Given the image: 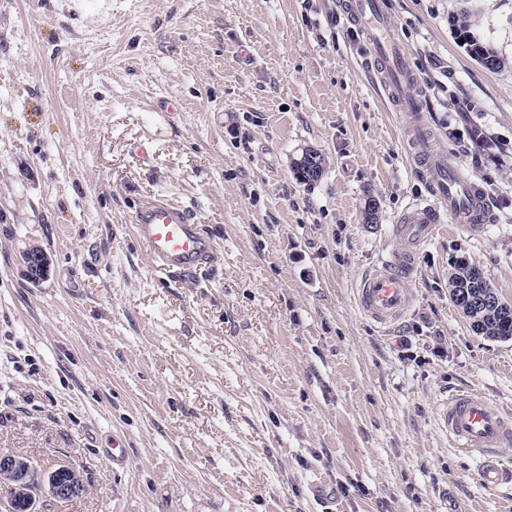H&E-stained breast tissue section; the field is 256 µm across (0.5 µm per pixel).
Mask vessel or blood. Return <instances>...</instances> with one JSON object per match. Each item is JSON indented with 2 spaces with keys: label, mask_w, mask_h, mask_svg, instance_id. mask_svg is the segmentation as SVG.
I'll use <instances>...</instances> for the list:
<instances>
[{
  "label": "vessel or blood",
  "mask_w": 512,
  "mask_h": 512,
  "mask_svg": "<svg viewBox=\"0 0 512 512\" xmlns=\"http://www.w3.org/2000/svg\"><path fill=\"white\" fill-rule=\"evenodd\" d=\"M341 6L365 33L369 62L408 120L415 167L436 172L430 197L414 201L399 215L392 226V248L357 283L356 302L363 317L377 326L391 327L407 314L417 256L443 217H452L467 231L480 232L489 221L490 201L477 181L461 178L444 158L433 154L421 100L411 92L417 77L383 0H341ZM130 232L150 257L154 271L165 276L194 273L214 251L213 239L196 224L191 212L162 199L137 206ZM438 420L457 455L479 460L478 477L485 487L512 483V469L500 462L503 449L512 446L511 414L470 390L448 397Z\"/></svg>",
  "instance_id": "vessel-or-blood-1"
}]
</instances>
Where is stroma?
<instances>
[{"instance_id": "35a3bbf8", "label": "stroma", "mask_w": 512, "mask_h": 512, "mask_svg": "<svg viewBox=\"0 0 512 512\" xmlns=\"http://www.w3.org/2000/svg\"><path fill=\"white\" fill-rule=\"evenodd\" d=\"M387 8L434 153L484 186L494 220L423 244L385 330L355 285L431 176L338 0H99L77 17L0 0V451L86 486L40 512H512L437 420L469 389L512 413V341L474 335L448 288L463 257L512 304V161L488 159L512 154V0ZM454 17L504 67L476 61ZM307 149L326 160L310 184L291 169ZM154 196L213 237L195 275L156 274L124 233ZM317 476L341 494L316 502Z\"/></svg>"}]
</instances>
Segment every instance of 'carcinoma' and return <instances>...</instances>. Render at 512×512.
Returning <instances> with one entry per match:
<instances>
[{"mask_svg": "<svg viewBox=\"0 0 512 512\" xmlns=\"http://www.w3.org/2000/svg\"><path fill=\"white\" fill-rule=\"evenodd\" d=\"M463 39L468 43L474 58L489 69H497L505 64L495 51L472 38L466 28H460ZM325 161L321 154L313 152L308 157H299L292 163L297 180L310 184L318 181L324 172ZM448 284L451 286V299L468 321L472 331L488 341L505 342L512 340V305L504 301L485 302L481 305L467 302V298L477 294L499 297L493 284L482 271L465 258L453 261L448 270Z\"/></svg>", "mask_w": 512, "mask_h": 512, "instance_id": "1", "label": "carcinoma"}]
</instances>
